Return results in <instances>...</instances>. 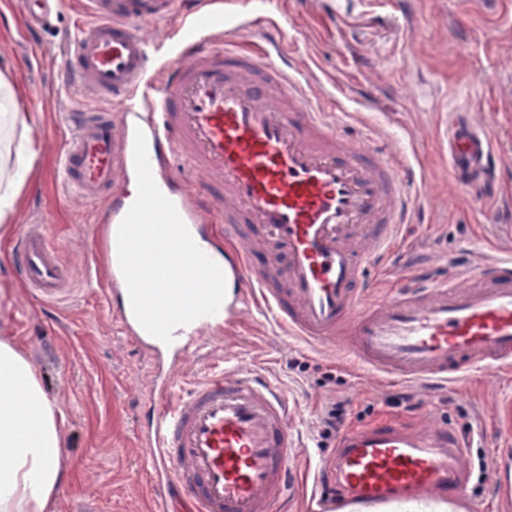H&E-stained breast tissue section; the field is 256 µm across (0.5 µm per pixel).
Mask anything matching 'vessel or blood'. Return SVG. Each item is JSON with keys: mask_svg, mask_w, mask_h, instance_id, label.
<instances>
[{"mask_svg": "<svg viewBox=\"0 0 512 512\" xmlns=\"http://www.w3.org/2000/svg\"><path fill=\"white\" fill-rule=\"evenodd\" d=\"M86 19L61 55L60 82L110 102L71 106L58 174L94 208L97 267L113 318L151 362L136 430L151 475L153 512H284L300 448L296 406L270 372L235 366L183 383L179 365L223 345L245 310L258 308L285 335L336 362L407 381H459L512 369V257L483 265L463 285L443 275L396 282L376 276L422 212L424 176L406 154L365 132L347 133L334 93L310 96V76L286 56L285 0L253 11L218 0H83ZM27 30L45 26L64 0H22ZM173 21L158 44L142 25ZM143 130L159 190L197 246L222 253L226 282L217 313L173 332L166 344L132 310L110 231L133 204L134 138ZM449 174L482 200L497 185L490 134L470 113L444 120ZM198 171L188 184L180 170ZM18 280L45 311L71 291L62 248L47 225L22 224L10 242ZM262 264H255L256 255ZM496 451L512 447V395L500 404ZM335 485L322 512H384L403 501L441 512H512V482L479 504L470 488L469 441L447 424L424 428L397 413L347 425L326 463Z\"/></svg>", "mask_w": 512, "mask_h": 512, "instance_id": "b4317fda", "label": "vessel or blood"}]
</instances>
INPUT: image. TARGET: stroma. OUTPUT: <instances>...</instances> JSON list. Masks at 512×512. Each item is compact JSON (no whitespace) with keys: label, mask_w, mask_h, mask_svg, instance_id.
Returning <instances> with one entry per match:
<instances>
[{"label":"stroma","mask_w":512,"mask_h":512,"mask_svg":"<svg viewBox=\"0 0 512 512\" xmlns=\"http://www.w3.org/2000/svg\"><path fill=\"white\" fill-rule=\"evenodd\" d=\"M76 4L66 5L39 32L27 33L19 0H0V75L17 86L18 109L30 115L31 172L9 224L51 225L63 248L74 291L48 317L12 273L8 239H0V337L19 342L40 372L48 396L66 417L67 477L49 512H81L98 499L112 512H151L149 476L136 446L137 406L149 383V364L121 336L104 289L88 284L97 227L78 196L52 171L68 133L59 114L79 98L56 80L63 36ZM291 50L316 89L341 83L339 106L349 123L370 129L386 149L416 158L426 178L421 198L428 223L404 230L394 270L411 264L432 272L473 270L512 256V0H413L401 13L394 0H366L342 28L327 18L323 0H288ZM468 105L503 157L501 188L480 202L448 182L441 143L448 106ZM274 372L296 401L297 424L312 461H326L334 440L314 430L325 374L351 404L346 422H365L385 410V397L404 385L340 364L249 309L247 322L209 358L188 356L178 376L193 381L219 370L224 357ZM305 364L292 369L291 361ZM425 403L408 411L413 422H439L462 432L490 433L493 413L512 393V371H479L455 385L425 383Z\"/></svg>","instance_id":"obj_1"}]
</instances>
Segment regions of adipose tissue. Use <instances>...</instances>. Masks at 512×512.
I'll return each instance as SVG.
<instances>
[{"label": "adipose tissue", "mask_w": 512, "mask_h": 512, "mask_svg": "<svg viewBox=\"0 0 512 512\" xmlns=\"http://www.w3.org/2000/svg\"><path fill=\"white\" fill-rule=\"evenodd\" d=\"M26 120L13 85L0 78V237L10 236L12 212L29 167L18 144ZM65 416L47 396L40 376L17 343L0 338V512H48L65 474Z\"/></svg>", "instance_id": "1"}]
</instances>
